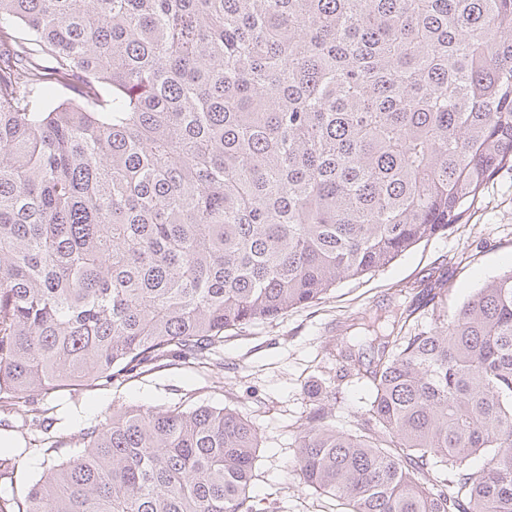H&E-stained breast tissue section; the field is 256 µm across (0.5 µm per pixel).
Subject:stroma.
I'll return each mask as SVG.
<instances>
[{"mask_svg": "<svg viewBox=\"0 0 512 512\" xmlns=\"http://www.w3.org/2000/svg\"><path fill=\"white\" fill-rule=\"evenodd\" d=\"M447 266V307L456 310L493 276L512 268V170L500 171L481 187L462 223L418 243L389 265L336 286L317 304L294 309L268 323L225 333L213 364L190 367L178 361L141 379L108 386H68L44 400L52 424L40 428L28 404L0 405V440L16 456L13 476L0 477V496L20 495L43 474L41 454L30 443L47 436L82 445L84 431L108 422L113 411L132 406H170L203 401L229 406L253 423L261 437L253 495L278 512H339L285 466L297 451V428L314 406L316 387L337 389L339 428L355 431L368 393L345 376L339 356L359 316H384L396 285L413 283L427 270Z\"/></svg>", "mask_w": 512, "mask_h": 512, "instance_id": "obj_1", "label": "stroma"}]
</instances>
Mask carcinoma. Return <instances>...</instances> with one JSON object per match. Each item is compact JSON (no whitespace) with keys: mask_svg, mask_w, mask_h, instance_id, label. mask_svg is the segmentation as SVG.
Segmentation results:
<instances>
[{"mask_svg":"<svg viewBox=\"0 0 512 512\" xmlns=\"http://www.w3.org/2000/svg\"><path fill=\"white\" fill-rule=\"evenodd\" d=\"M506 164L512 0H0V400L209 364ZM449 288L358 323L355 432L334 389L298 426L286 469L343 512H512V269ZM259 447L225 406L126 407L0 512H257Z\"/></svg>","mask_w":512,"mask_h":512,"instance_id":"obj_1","label":"carcinoma"}]
</instances>
